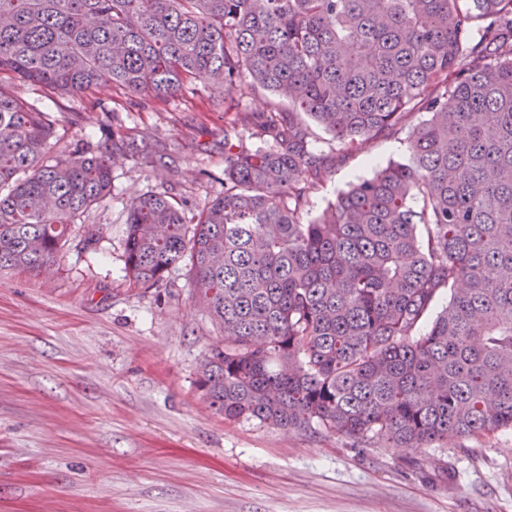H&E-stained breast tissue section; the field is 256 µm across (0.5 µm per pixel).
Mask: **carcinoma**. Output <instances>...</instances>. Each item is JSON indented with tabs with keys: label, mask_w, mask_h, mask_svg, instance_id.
<instances>
[{
	"label": "carcinoma",
	"mask_w": 512,
	"mask_h": 512,
	"mask_svg": "<svg viewBox=\"0 0 512 512\" xmlns=\"http://www.w3.org/2000/svg\"><path fill=\"white\" fill-rule=\"evenodd\" d=\"M197 77L233 113L224 196L194 224L136 198L124 272L149 289L189 260L224 334L210 404L399 448L512 430V0H0V270L56 266L112 198L114 134L51 158L16 83L166 101ZM259 91L265 111L242 106ZM416 113L406 160L305 219L327 166L311 124L349 155Z\"/></svg>",
	"instance_id": "obj_1"
}]
</instances>
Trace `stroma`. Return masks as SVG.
Returning <instances> with one entry per match:
<instances>
[{
  "instance_id": "1",
  "label": "stroma",
  "mask_w": 512,
  "mask_h": 512,
  "mask_svg": "<svg viewBox=\"0 0 512 512\" xmlns=\"http://www.w3.org/2000/svg\"><path fill=\"white\" fill-rule=\"evenodd\" d=\"M15 91L55 117L56 155L106 129L119 144L111 200L82 216L54 272L0 271V512H512V432L437 448L354 445L210 406L198 368L221 332L188 266L148 290L123 272L135 197L172 196L191 222L224 193V99L205 80L166 101ZM139 135L163 167L129 149ZM407 136L329 154L310 216L406 160Z\"/></svg>"
}]
</instances>
